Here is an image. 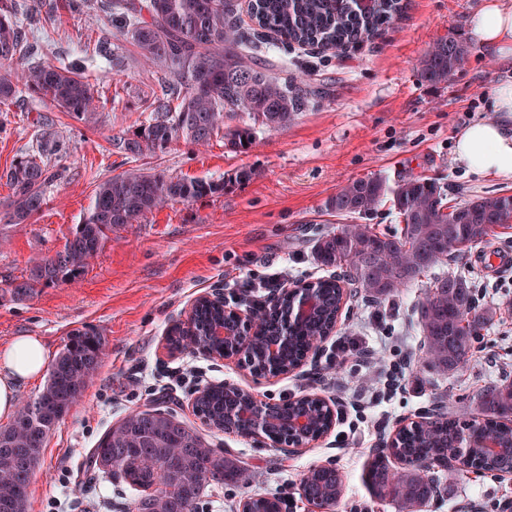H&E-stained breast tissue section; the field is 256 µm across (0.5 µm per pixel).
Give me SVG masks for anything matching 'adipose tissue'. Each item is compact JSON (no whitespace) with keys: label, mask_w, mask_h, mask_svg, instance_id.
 <instances>
[{"label":"adipose tissue","mask_w":512,"mask_h":512,"mask_svg":"<svg viewBox=\"0 0 512 512\" xmlns=\"http://www.w3.org/2000/svg\"><path fill=\"white\" fill-rule=\"evenodd\" d=\"M474 37L501 59H512V0H484L471 18ZM497 121H482L462 129L455 154L471 173L512 177V80L502 82L493 99ZM44 345L36 336H17L0 348V418L15 415L20 386L46 368Z\"/></svg>","instance_id":"1"}]
</instances>
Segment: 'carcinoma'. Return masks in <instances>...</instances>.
Returning a JSON list of instances; mask_svg holds the SVG:
<instances>
[{"label":"carcinoma","mask_w":512,"mask_h":512,"mask_svg":"<svg viewBox=\"0 0 512 512\" xmlns=\"http://www.w3.org/2000/svg\"><path fill=\"white\" fill-rule=\"evenodd\" d=\"M21 4L0 0V105L11 104L22 91L50 99L73 119L90 126L97 121L96 84L80 62L56 65L16 64L31 48L19 19ZM99 8L139 49L148 65L170 76L165 91L148 104L149 118L133 134L118 140L126 158L137 161L184 141L205 146L222 136L224 146L238 152L249 147L255 125L275 128L303 111L317 90L304 81L282 79L263 56L282 46L310 47L338 54L373 39L403 13V0H370L365 9L354 0H250L255 27L242 26L235 0H66L73 17ZM468 56L466 44L450 32L424 55L420 77L442 83ZM242 112L250 123L224 128V116ZM49 169L34 157L17 161L7 173L12 190L10 217L19 224L44 204ZM224 191V184L185 179L132 167L98 183L81 223L74 226L62 250L37 261L26 276L11 284L18 300L39 289L73 281L103 249L108 233L138 222L167 204L191 202ZM390 203L402 227L395 234L372 225L344 224L319 238L314 259L338 274L311 283L315 304L298 316L293 299L279 295L278 313L264 333L255 337L248 368L267 373L263 348L281 337L277 361L292 366L303 360L312 341L326 335L344 298L342 283L352 285L380 303L400 294L437 264L456 262L512 222V195H492L448 204L435 178L409 176L394 183L383 176L354 179L338 189L325 207L338 216L367 220ZM428 363L448 375L471 363L472 347L490 321L479 308L468 277L443 273L433 277L418 304ZM223 322L231 334L240 331L232 312L209 301H197L190 322L176 326L169 344L178 349L197 345L215 349L209 330ZM105 350L93 332L72 335L51 362L42 391L23 403L11 424L0 427V512H26L30 478L51 430L82 397ZM239 394L222 384L205 388L195 412L207 425L224 429L225 418L239 409ZM300 415L311 421L310 433L326 427L327 406L314 400H287L276 406L279 423L267 436L295 438L290 421ZM389 453L404 463L394 471L385 456L369 466L373 494L391 499L407 512L428 502L434 479L424 468L445 467L448 455L471 459L476 473L512 470V381L490 382L462 412L433 421L413 422L391 441ZM88 468L119 476L143 492L133 512H195L202 490L242 478L237 463L206 445L183 422L159 410H133L116 431H107L90 454ZM342 476L333 467H318L302 483L311 503L339 497Z\"/></svg>","instance_id":"obj_1"}]
</instances>
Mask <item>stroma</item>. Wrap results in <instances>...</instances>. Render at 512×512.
I'll use <instances>...</instances> for the list:
<instances>
[{"instance_id": "35a3bbf8", "label": "stroma", "mask_w": 512, "mask_h": 512, "mask_svg": "<svg viewBox=\"0 0 512 512\" xmlns=\"http://www.w3.org/2000/svg\"><path fill=\"white\" fill-rule=\"evenodd\" d=\"M56 2L55 17L34 28L41 50L32 61L83 58L99 79L98 121L84 126L26 92L0 111V213L11 194L5 172L37 155L45 134L61 146L46 159L54 178L41 212L21 224L0 221V347L16 336H37L52 359L78 331L96 332L106 347L81 401L46 439L27 512H132L136 491L121 478L88 471L86 461L107 430L132 410L149 407L171 412L244 469L242 481L205 490L204 512H240L258 495L280 498L282 512H314L301 483L310 470L329 465L344 477L333 512H401L396 503L375 498L365 481L374 449L389 444L400 426L436 416L441 400L464 410L489 381H512V228L498 229L458 263L493 318L474 342L470 366L452 375L439 374L426 360L417 304L430 284L427 275L383 303L349 297L332 335L288 375L259 376L198 351L172 354L164 337L201 295L223 294L243 313L246 279L280 269L292 283L329 276L314 260V245L341 227L342 218L326 211L325 202L351 180L422 175L437 179L452 201L512 195V179L474 175L454 153L464 126L496 119L494 92L512 76V67L468 29L482 0H404L396 21L343 55L293 51L292 60L319 94L288 124L260 129L243 152L230 151L217 137L206 146L174 143L146 161L171 176L223 182L222 193L147 213L113 231L81 277L17 300L9 292L12 282L33 261L60 251L87 213L96 185L125 171L112 138L135 129L166 80L143 63L111 16L95 11L74 18L65 0ZM450 32L467 44L468 59L448 81L426 83L420 61ZM102 38L125 58L112 79L104 75L105 63L89 54ZM243 170L248 179H239ZM344 336L358 338L360 346L331 362V347ZM224 383L274 404L320 394L338 411L335 426L291 455L263 437L211 429L193 403L205 387ZM434 476L437 493L422 512H512V475L448 469Z\"/></svg>"}]
</instances>
